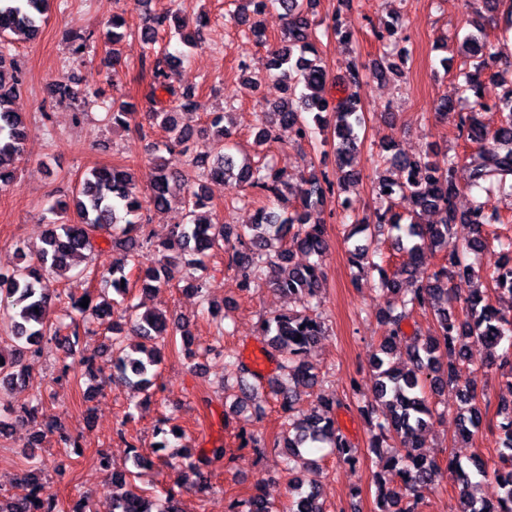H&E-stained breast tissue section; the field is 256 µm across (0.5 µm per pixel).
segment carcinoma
I'll use <instances>...</instances> for the list:
<instances>
[{
    "mask_svg": "<svg viewBox=\"0 0 512 512\" xmlns=\"http://www.w3.org/2000/svg\"><path fill=\"white\" fill-rule=\"evenodd\" d=\"M52 0H0V189L9 187L15 179L13 163L22 159L26 137L25 117L10 107L20 84V72L10 53L4 51L9 36L37 38L45 24ZM235 10L230 19L247 25L244 36L256 42L267 37L255 17L265 7L282 11L286 26L280 45L270 50L267 74L288 86L291 96L269 105L267 111L256 113L258 131L256 143L278 140L282 136L295 142L312 139L314 128L331 126L332 146L340 172L333 185L311 172L304 178L300 201L290 212H278L273 205L285 199L288 180L283 173L269 168L260 159L247 154L240 156L230 145V130L224 125L225 114H209L205 127L194 130L179 122L178 113L167 107H155L156 92L169 90L174 68L183 62L187 52L174 55L156 48L157 35L164 29L175 30L183 46L194 49L202 43L208 19H199L191 29L185 20L171 9L148 11L138 31L153 57L148 112L149 124L161 128L166 139L155 147L149 162L147 193H142L135 169L128 166H96L88 169L71 197L53 202L51 211L71 215L60 224H52L44 235L42 246L34 258L16 264L7 271L0 270V320L10 323L15 345L9 351L0 348V388L20 384L34 390L33 404L16 412L18 421L34 422L43 412L39 386L33 383L27 359L41 355L53 344L67 356L77 352L81 331L89 330L87 318L112 329V364L108 380H119L135 390H147L154 385L162 361L156 340L180 335L189 339L192 333L188 322L157 311L146 310L130 317L128 334L138 343L132 347L122 344L123 333L115 309L120 302L108 298V292L125 296L131 276L142 282L143 289L168 286L177 278L188 279L187 287L203 296L207 284L203 277L190 275V270L204 266V259L216 251L227 255L228 268L234 272L238 287L246 290L257 279L266 278L275 291L287 294L298 302L301 310H290L264 318L259 336L280 359L279 368L284 380L269 381L272 393L280 397L284 446L283 468L291 475L296 495L285 512H326L320 502L317 482L304 483L300 473L315 465L303 455L306 448L329 445L336 457L345 463L355 459L357 449L341 431L336 410L345 401L328 395L316 397L307 412L296 415L294 405L302 393L319 383L316 368L305 361V354L314 342L326 335L327 328L321 311V290L325 276L319 262L327 246L326 227L321 218L327 196H336V208L351 218V235L365 234L367 244H356L350 250V261L358 272L375 266L371 252L377 237L388 233L393 249L406 255L407 260L392 273L380 271L376 287L383 304L377 318L383 325V339L373 357L375 370L372 393L352 401L357 412L369 426V446L379 454L381 449L395 446L400 452L382 457L383 474L377 481L378 512H417L424 496L436 491L441 483L442 470L435 459L427 457L418 446V437L427 427L437 406L432 395L452 389L459 404L456 414L458 435L471 439L482 422L481 403L487 401V386L480 383L467 363L468 349L477 343L488 353L490 363L504 371L512 388V235L488 238L487 228L503 223L498 209L492 205L494 192L512 195V91L502 99L489 103L482 97L479 84L468 76L464 91L472 93L474 107L459 115L458 128L466 141L476 149L462 157L431 150L420 157H410L399 151L378 154L379 161L395 166L405 175L396 184L381 176L375 183L376 194L402 207L376 209L365 218L353 215L350 187L359 182L352 165L364 146L367 116L360 103L358 89L363 82V70L350 66L336 78L342 95L332 98L327 92L329 75L318 48L319 37L314 22L316 0H234ZM401 31L399 17L384 21L374 31L377 40L384 41ZM132 30L121 15L112 16L105 43L112 46V76L119 74L121 60L119 44ZM97 41L93 33L75 37L71 54L82 57ZM460 50L473 58L475 72H494L502 63L494 44L483 31L466 35ZM52 95L61 100L81 101L88 93L65 78L51 84ZM98 103L106 109V118L114 128H128L133 119L132 105L127 101ZM497 112L499 124L491 128L482 114ZM204 142L205 150L195 147ZM466 172L465 185L458 181L459 168ZM224 182L237 181L246 193L259 195L266 204L255 209L250 224H219L211 218L210 199L191 188L197 179ZM474 190L485 196L474 197L466 209H459L456 200L461 191ZM178 200L185 210L187 222L173 227L168 239L155 246L156 260L150 266L140 261L142 249L152 245L146 234L149 212L170 207ZM434 212L438 220L421 224L420 216ZM466 225L472 232L466 250L455 242L456 228ZM108 234L112 247L122 251L112 269L91 273V288L84 296L99 299L79 306L82 299L67 295L69 307L78 313L70 316L65 325L67 334L53 327L51 309L63 301L62 294L48 287L47 275L63 278L87 259L92 237L97 232ZM498 250V259L490 268L480 272L467 264L464 252ZM305 253L312 261L306 265L293 263L294 252ZM442 254V264L427 278L418 277L419 261L425 252ZM456 275L475 277L478 281L470 295L458 303L448 288ZM429 315L432 330L423 335L409 336L403 326L414 314ZM405 346L408 361L393 360L395 348ZM205 353L224 357L237 366L235 380H224V393L238 391V403L251 401L261 382L249 381L251 373L239 363L235 354L224 350L217 340L205 347ZM495 428L499 437L498 461L490 470L478 467L473 471L448 462V469L460 485V508L457 512H512V400H500ZM57 435L59 442L78 446V437L48 421L34 435V444L45 433ZM213 459L190 462L186 465L195 480L191 487L199 493L212 487L211 473L203 467L212 460L224 458V448L212 450ZM129 469L112 470V479L120 484L121 493L113 501V512H180L177 493L168 494L167 506L161 508L156 500L133 483ZM492 477L499 487L494 500L477 497L476 478ZM22 480L30 492L16 498L0 497V512H58L55 495L47 492L40 481V469L29 466L22 470ZM233 512H272V506L258 495L232 502Z\"/></svg>",
    "mask_w": 512,
    "mask_h": 512,
    "instance_id": "obj_1",
    "label": "carcinoma"
}]
</instances>
